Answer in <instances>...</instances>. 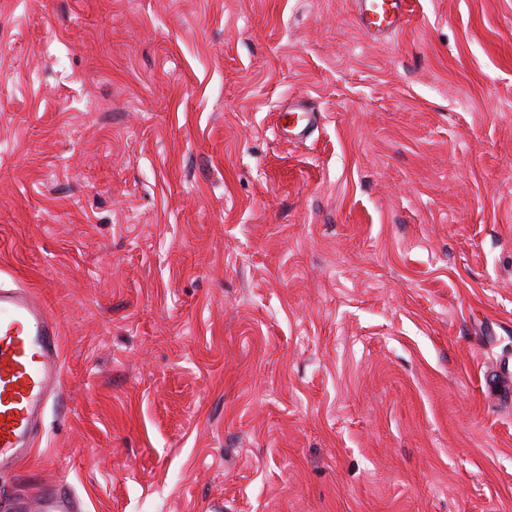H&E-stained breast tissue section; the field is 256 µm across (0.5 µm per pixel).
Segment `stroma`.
I'll return each mask as SVG.
<instances>
[{"mask_svg": "<svg viewBox=\"0 0 512 512\" xmlns=\"http://www.w3.org/2000/svg\"><path fill=\"white\" fill-rule=\"evenodd\" d=\"M0 283L62 360L2 490L512 512V0H0ZM355 4L356 23L375 38L401 31L410 13L409 0H355ZM315 120L314 112H307L302 106H297L288 112V126L291 128L288 131L301 138H308Z\"/></svg>", "mask_w": 512, "mask_h": 512, "instance_id": "obj_1", "label": "stroma"}]
</instances>
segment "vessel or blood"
Listing matches in <instances>:
<instances>
[{
    "instance_id": "vessel-or-blood-1",
    "label": "vessel or blood",
    "mask_w": 512,
    "mask_h": 512,
    "mask_svg": "<svg viewBox=\"0 0 512 512\" xmlns=\"http://www.w3.org/2000/svg\"><path fill=\"white\" fill-rule=\"evenodd\" d=\"M356 22L368 35L380 38L401 31L410 0H355ZM316 116L303 107L288 114L296 136L312 133ZM60 331L55 318L25 286L0 289V465L27 458L40 419L56 389L60 372ZM80 512L81 503L61 483L37 488L34 496L12 497L9 512Z\"/></svg>"
}]
</instances>
